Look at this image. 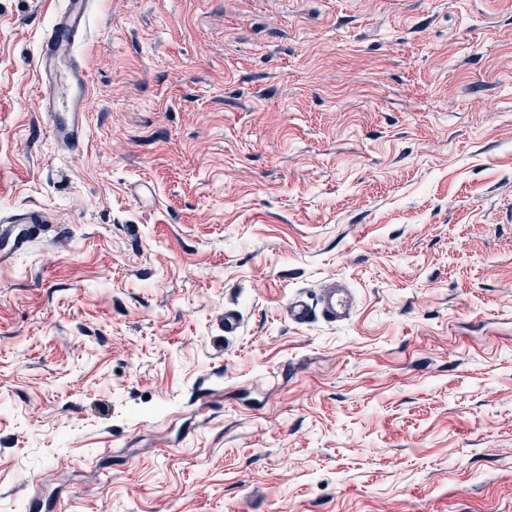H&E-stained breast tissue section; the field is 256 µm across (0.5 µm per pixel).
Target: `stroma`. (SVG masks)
Masks as SVG:
<instances>
[{
    "instance_id": "1",
    "label": "stroma",
    "mask_w": 512,
    "mask_h": 512,
    "mask_svg": "<svg viewBox=\"0 0 512 512\" xmlns=\"http://www.w3.org/2000/svg\"><path fill=\"white\" fill-rule=\"evenodd\" d=\"M61 4L0 0V512H512V0H94L76 155ZM36 61L42 110L51 137L78 150L84 143V114L92 99L86 66L76 46L87 34L92 0H64ZM47 222L44 215L33 211L16 221L0 224V266L10 264L18 253L24 251L30 242L32 230ZM356 310V296L350 285L335 277L327 278L318 300L310 304L299 295L288 300V318L303 325L318 313L325 321L336 324L351 319Z\"/></svg>"
}]
</instances>
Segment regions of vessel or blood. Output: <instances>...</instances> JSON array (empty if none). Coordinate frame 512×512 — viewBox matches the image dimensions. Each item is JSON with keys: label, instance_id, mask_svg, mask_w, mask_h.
<instances>
[{"label": "vessel or blood", "instance_id": "b4317fda", "mask_svg": "<svg viewBox=\"0 0 512 512\" xmlns=\"http://www.w3.org/2000/svg\"><path fill=\"white\" fill-rule=\"evenodd\" d=\"M91 4L92 0H64L36 61L48 132L60 146L72 150L83 146V117L92 99L86 67L76 54L77 44L87 33ZM45 221L44 215L33 211L0 224L1 267L27 248L33 229ZM355 310L353 289L334 277L326 279L316 303L295 295L287 307L289 320L297 325L316 315L333 324L344 323Z\"/></svg>", "mask_w": 512, "mask_h": 512}]
</instances>
